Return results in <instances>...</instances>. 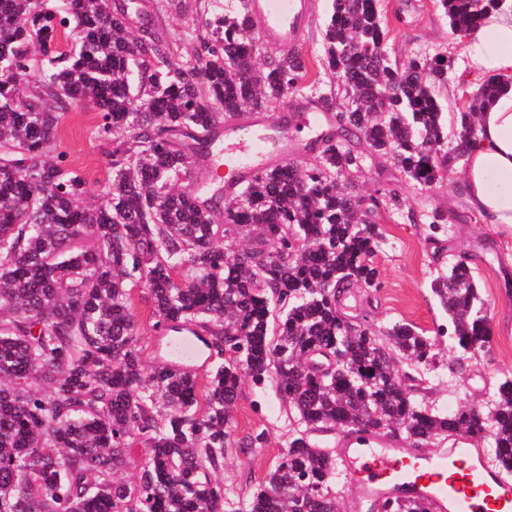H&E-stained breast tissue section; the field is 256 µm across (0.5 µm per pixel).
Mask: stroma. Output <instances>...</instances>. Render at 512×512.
I'll return each mask as SVG.
<instances>
[{"label":"stroma","instance_id":"35a3bbf8","mask_svg":"<svg viewBox=\"0 0 512 512\" xmlns=\"http://www.w3.org/2000/svg\"><path fill=\"white\" fill-rule=\"evenodd\" d=\"M311 18L301 42L311 60L309 80L313 89L289 99L287 108L264 112L268 122H276L282 111L311 112L320 122L313 127L299 125L290 132L291 162L306 164L311 156L304 146L316 139L332 124L331 113L322 111L321 93L332 81L316 61L322 50L324 24L330 0H311ZM379 10L389 31L386 51L391 59L404 61L421 52L443 50L454 59L448 82L439 87L438 96L446 112L464 106L467 95L478 88L473 67L462 54V37L453 32L437 6L436 0H378ZM98 118L91 104L73 102L66 112L54 141L55 151L67 154L72 167L83 176L88 188L86 204L102 205L106 199L101 185L110 171V141L97 133ZM461 168L449 171L433 187L424 188L410 182L399 171L381 173L378 159L367 157L354 180L364 194H373L384 183L397 184L405 205L402 212L380 210L376 220L383 228L386 241L375 257L383 287L369 297L358 298L356 308H370L378 324L394 320L412 323L427 335H436L446 314L434 300L429 288L436 265V246L428 239L429 230L422 212L438 209L447 214L454 230L452 250L472 253L476 278L488 305L493 326V342L488 354L478 356L465 380L476 398H483L500 379L512 375V292H506L504 279L512 272V253L489 230L478 215L467 214L460 197ZM467 222H459V214ZM231 445L224 456V466L214 477L224 485L248 494L273 469L288 446L287 405L275 386H256L245 379L233 414Z\"/></svg>","mask_w":512,"mask_h":512}]
</instances>
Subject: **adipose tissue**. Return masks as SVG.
<instances>
[{"instance_id": "obj_1", "label": "adipose tissue", "mask_w": 512, "mask_h": 512, "mask_svg": "<svg viewBox=\"0 0 512 512\" xmlns=\"http://www.w3.org/2000/svg\"><path fill=\"white\" fill-rule=\"evenodd\" d=\"M464 55L478 76L503 86L478 114L477 135L462 174L464 200L494 234L512 239V9L487 14L471 30Z\"/></svg>"}]
</instances>
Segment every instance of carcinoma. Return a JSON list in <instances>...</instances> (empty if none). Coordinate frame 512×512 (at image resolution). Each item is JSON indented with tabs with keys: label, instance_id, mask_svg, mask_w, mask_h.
I'll return each instance as SVG.
<instances>
[{
	"label": "carcinoma",
	"instance_id": "obj_1",
	"mask_svg": "<svg viewBox=\"0 0 512 512\" xmlns=\"http://www.w3.org/2000/svg\"><path fill=\"white\" fill-rule=\"evenodd\" d=\"M451 28L474 29L502 0H438ZM78 46L57 49L61 31ZM187 55L150 21L146 0H0V512H338L340 452L314 436L360 429L412 448L466 437L512 474V376L462 410L432 400V376L463 377L491 348L471 258L441 264L430 290L448 317L450 361L418 327L383 328L346 312L379 288V198L343 178L368 156L422 186L466 157L476 114L500 90L490 76L454 115L435 94L452 57L385 51L377 0H331L318 63L348 107L307 145L313 163L277 165L213 189L219 132L307 89L299 52L261 55L248 0L193 20ZM262 62H257L258 56ZM40 66L35 90L17 78ZM100 114L112 163L95 209L62 153L49 154L73 101ZM432 233L446 217L424 214ZM153 328L207 336L224 357L205 384L163 360L145 370L131 290ZM270 379L294 425L288 448L252 493L212 479L223 467L245 377ZM140 443L138 482L114 478ZM390 512H431L385 499Z\"/></svg>",
	"mask_w": 512,
	"mask_h": 512
}]
</instances>
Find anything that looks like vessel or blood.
Returning a JSON list of instances; mask_svg holds the SVG:
<instances>
[{"label": "vessel or blood", "mask_w": 512, "mask_h": 512, "mask_svg": "<svg viewBox=\"0 0 512 512\" xmlns=\"http://www.w3.org/2000/svg\"><path fill=\"white\" fill-rule=\"evenodd\" d=\"M264 43L297 49L309 23L306 0H249ZM288 129L275 134L261 128L226 133L228 173L247 177L266 167L271 156L282 153ZM166 351L174 362L191 365L199 356L195 337L170 340ZM346 472L359 494L357 507L383 496L426 499L435 512H512V484L489 467L468 439H456L451 448L429 454L386 446L369 434L342 437Z\"/></svg>", "instance_id": "1"}]
</instances>
